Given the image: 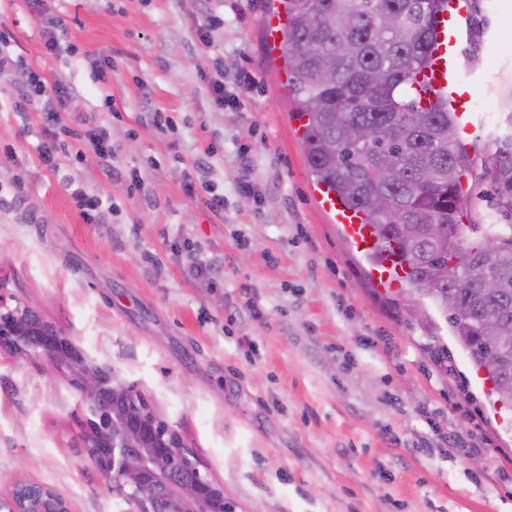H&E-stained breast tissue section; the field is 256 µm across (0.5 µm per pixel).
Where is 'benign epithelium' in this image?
<instances>
[{"label":"benign epithelium","instance_id":"7a95c632","mask_svg":"<svg viewBox=\"0 0 512 512\" xmlns=\"http://www.w3.org/2000/svg\"><path fill=\"white\" fill-rule=\"evenodd\" d=\"M0 350L52 359L80 393L86 425L80 441L112 496L128 512H237L224 484L204 470L193 449L150 408L135 385L78 349L30 305L0 292ZM0 512H72L54 488L9 480Z\"/></svg>","mask_w":512,"mask_h":512}]
</instances>
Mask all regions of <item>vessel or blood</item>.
<instances>
[{
	"label": "vessel or blood",
	"mask_w": 512,
	"mask_h": 512,
	"mask_svg": "<svg viewBox=\"0 0 512 512\" xmlns=\"http://www.w3.org/2000/svg\"><path fill=\"white\" fill-rule=\"evenodd\" d=\"M457 44V20L452 12L441 10L435 26V46L421 73L423 83L433 96L457 94L459 90L472 87L477 82L476 75L466 73L460 66ZM316 195L323 208L335 216L356 252L363 255L380 252L379 261L371 266L368 273L372 285L378 289L402 287L406 268L401 265L395 248L380 249L374 225L369 224L362 213L348 206L329 186L318 185Z\"/></svg>",
	"instance_id": "vessel-or-blood-1"
}]
</instances>
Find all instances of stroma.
<instances>
[{
  "label": "stroma",
  "mask_w": 512,
  "mask_h": 512,
  "mask_svg": "<svg viewBox=\"0 0 512 512\" xmlns=\"http://www.w3.org/2000/svg\"><path fill=\"white\" fill-rule=\"evenodd\" d=\"M466 2L459 59L483 81L462 221L484 224L495 140L512 134V15L502 0ZM278 5L44 0L39 17L0 0V52L72 88L57 123L74 132L46 164L40 104L16 109L0 74V153L13 152L0 165V288L134 383L237 512H512V411L442 312L416 319L398 291L371 287L370 259L315 200L283 50L264 33ZM46 16L66 22L53 53ZM93 135L124 181L106 178ZM77 188L103 220L80 213ZM198 261L218 274L193 276ZM83 422L51 359L0 352V475L52 486L73 512H126L80 449Z\"/></svg>",
  "instance_id": "35a3bbf8"
}]
</instances>
